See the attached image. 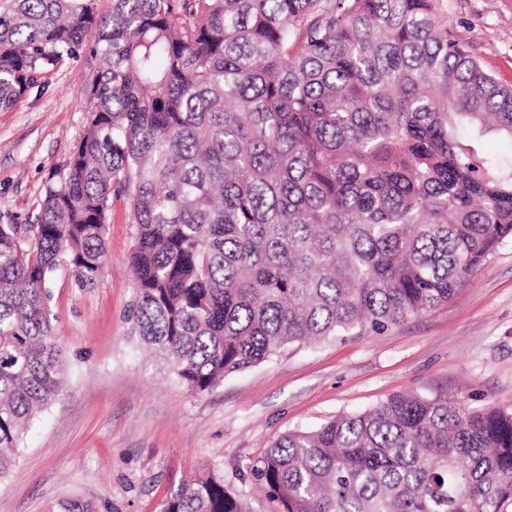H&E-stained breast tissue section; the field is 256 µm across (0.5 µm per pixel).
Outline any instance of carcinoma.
Masks as SVG:
<instances>
[{
	"mask_svg": "<svg viewBox=\"0 0 512 512\" xmlns=\"http://www.w3.org/2000/svg\"><path fill=\"white\" fill-rule=\"evenodd\" d=\"M94 32L87 122L34 223L0 224V480L66 356L48 287L93 288L112 198L136 224L131 335L195 394L308 340L447 302L512 239V88L433 0H14L0 108ZM274 512H502L512 411L398 393L279 436L250 468ZM159 512H253L224 474Z\"/></svg>",
	"mask_w": 512,
	"mask_h": 512,
	"instance_id": "obj_1",
	"label": "carcinoma"
}]
</instances>
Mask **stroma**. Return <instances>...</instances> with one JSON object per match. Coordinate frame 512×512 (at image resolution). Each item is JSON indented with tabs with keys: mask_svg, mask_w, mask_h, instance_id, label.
I'll return each instance as SVG.
<instances>
[{
	"mask_svg": "<svg viewBox=\"0 0 512 512\" xmlns=\"http://www.w3.org/2000/svg\"><path fill=\"white\" fill-rule=\"evenodd\" d=\"M434 9L450 39L512 86V0H434ZM97 66L86 50L63 59L0 111V223H30L48 182L65 174L86 126L81 94ZM135 233L126 201L113 200L96 287L78 289L62 270L49 283L69 371L0 480V512H69L85 501L97 512H158L172 483L206 467L223 472L254 512H272L239 474L289 431L406 391L512 411V240L447 303L402 325L290 345L194 394L130 334Z\"/></svg>",
	"mask_w": 512,
	"mask_h": 512,
	"instance_id": "stroma-1",
	"label": "stroma"
}]
</instances>
